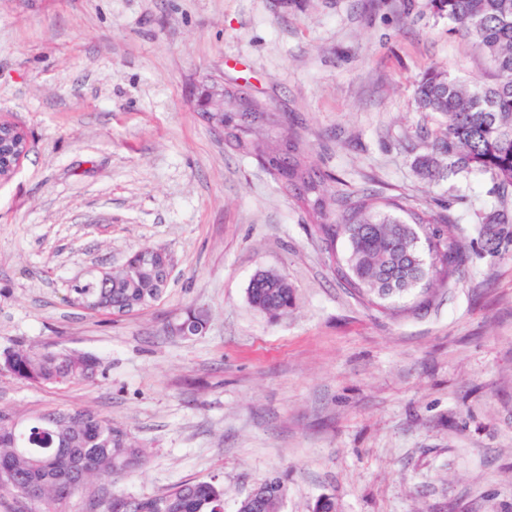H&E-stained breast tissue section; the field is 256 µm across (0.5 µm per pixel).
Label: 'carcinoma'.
Returning <instances> with one entry per match:
<instances>
[{"label": "carcinoma", "mask_w": 512, "mask_h": 512, "mask_svg": "<svg viewBox=\"0 0 512 512\" xmlns=\"http://www.w3.org/2000/svg\"><path fill=\"white\" fill-rule=\"evenodd\" d=\"M434 14L448 19L452 30L476 43L495 72L489 86L471 85L446 69L425 71L417 82L416 102L422 112L445 119L431 145L432 154L417 159L430 180L445 176L486 175L493 182L496 205L484 218L482 233L496 239L495 225L512 219V0H431ZM224 107L238 115L224 124V140L240 153L251 155L290 191L313 218V231L325 250L339 239L346 254L334 271L350 294L379 310L385 302L413 290L444 284L467 262L461 241L447 232L449 215L432 209L406 207L399 199L377 201L369 194L344 195L333 190L336 179L304 165L288 141L271 142L260 132L277 119L263 107L244 103L228 93ZM138 254L117 270L105 272L71 288L76 298L92 304V311L124 316L158 301L167 287L160 267L131 277ZM247 289L250 306L276 318L295 303L292 286L281 275L259 271ZM101 360L90 353L60 354L24 348L0 353V370L35 386L77 385L92 382ZM14 448L0 433V490L17 495L35 482L42 486L35 512H59V507L92 478L103 473L130 472L144 450L128 431L90 409L48 410L30 416L15 433ZM269 488L262 512H278L286 483ZM131 512H224V484L200 480L175 485L157 495L131 499Z\"/></svg>", "instance_id": "carcinoma-1"}]
</instances>
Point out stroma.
Instances as JSON below:
<instances>
[{"instance_id": "35a3bbf8", "label": "stroma", "mask_w": 512, "mask_h": 512, "mask_svg": "<svg viewBox=\"0 0 512 512\" xmlns=\"http://www.w3.org/2000/svg\"><path fill=\"white\" fill-rule=\"evenodd\" d=\"M431 67L493 80L430 0H0V117L31 142L0 181V351L102 362L71 386L0 371V411L88 407L146 453L65 512L210 479L237 512L274 473L280 512L324 495L336 512H512V224L487 244L489 180L416 167L440 126L416 104ZM210 75L266 103L273 137L341 190L446 209L462 274L398 317L359 302L309 214L193 110ZM145 247L172 258L160 300L121 317L70 303ZM259 270L287 278L288 315L248 304ZM191 305L207 330L171 335Z\"/></svg>"}]
</instances>
